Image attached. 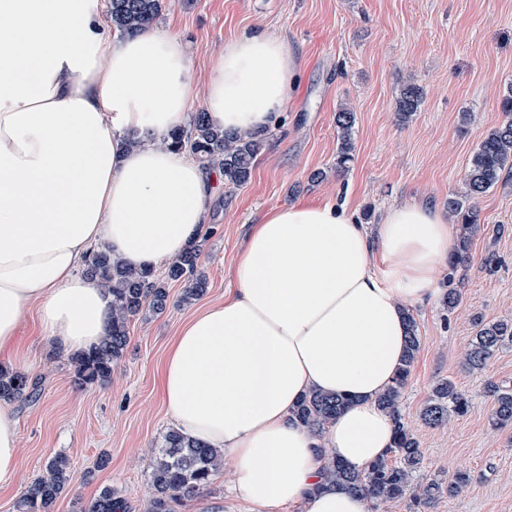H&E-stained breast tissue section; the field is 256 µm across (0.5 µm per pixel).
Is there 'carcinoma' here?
<instances>
[{
  "instance_id": "carcinoma-1",
  "label": "carcinoma",
  "mask_w": 512,
  "mask_h": 512,
  "mask_svg": "<svg viewBox=\"0 0 512 512\" xmlns=\"http://www.w3.org/2000/svg\"><path fill=\"white\" fill-rule=\"evenodd\" d=\"M163 0H110L112 27L122 34L135 35L148 29L160 16ZM422 91L414 84L404 86L396 100V112L402 120L418 111ZM501 111L506 119L490 129L474 151L463 176L464 192L448 197V212L455 216L459 236L450 266L465 265L470 259L472 237L478 229L475 203L500 180L501 174L512 170V88L504 95ZM355 112L341 108L335 115L338 148L336 170L342 171L353 160ZM267 133L257 132L248 137L229 136L210 127L205 113L198 112L190 120L189 128L172 134L171 147L196 157L204 165L220 169L224 183L241 186L248 182L255 162L263 153ZM202 244L195 241L175 260L169 263L164 278L154 270H128L120 260L100 249L86 261V272L105 283L112 294V329L97 346L71 358V381L79 388L104 386L111 382L112 373L124 357L133 320L151 312L165 310L169 293L165 282L185 283L182 301L190 302L204 294L207 278L200 268ZM408 326L407 353L392 384L379 398V405L390 412L395 422L394 458L377 460L356 472L333 461L326 469L329 480L347 490L364 495L373 506L411 499L413 512H421L433 500L448 494L453 496L466 485L470 477L456 472L447 479H432L424 484L415 482L423 465V452L405 423L401 413L403 393L413 364L421 347L417 321L412 312L406 314ZM473 347L465 366L470 371H481L487 360L503 345L512 342V322L499 320L475 322ZM39 386L23 370L0 366V398L30 402L37 398ZM488 392L493 397L492 419L500 426L512 425V389L492 385ZM348 400L311 392L301 399L295 410L297 421L318 434L346 408ZM471 407V400L449 379L438 381L422 409V420L430 426L448 421L450 416H463ZM220 468L215 451L189 440L171 430L163 436L157 452L150 461L149 481L153 490L147 512H174L175 504L202 493L211 484L212 476ZM70 478V460L63 454L52 456L43 475L34 479L25 489L17 504L18 512H53V506ZM81 512H128L124 499L114 489L103 488Z\"/></svg>"
}]
</instances>
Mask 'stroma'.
<instances>
[{
	"instance_id": "1",
	"label": "stroma",
	"mask_w": 512,
	"mask_h": 512,
	"mask_svg": "<svg viewBox=\"0 0 512 512\" xmlns=\"http://www.w3.org/2000/svg\"><path fill=\"white\" fill-rule=\"evenodd\" d=\"M156 28H174L191 48L192 72L205 86L227 39L264 27L298 52L300 87L283 126L268 133L265 152L247 184L216 181L200 262L209 305L233 288L230 275L249 224L266 210L298 201H347L358 217L378 223L401 202L445 207L462 189L467 163L484 134L504 119L501 100L512 88V0H164ZM423 91L408 121L396 112L404 85ZM356 115L354 159L336 169L335 114ZM324 177L311 181L315 171ZM479 231L471 260L452 282L462 301L454 311L441 300L414 307L421 348L405 388L401 411L420 444L418 482L463 470L469 484L440 497L428 512H512V425L492 421L488 383L512 387V344L497 350L479 372L463 359L475 335L474 318L512 320V173L477 202ZM160 314L134 320L130 343L109 385L80 390L70 359L51 351L32 323L22 334V368L40 378L39 399L15 403L19 454L12 487L0 490V512H16L25 487L49 457L67 455L70 483L54 512H79L103 486H112L131 512H144L152 494L150 457L170 431L158 376L169 340L192 314L180 304L184 285H168ZM452 380L471 399L469 412L438 426L421 410L432 387ZM105 467H98L100 456ZM233 468L224 466L208 490L181 500L176 512H200L213 498L229 512L242 505L232 491Z\"/></svg>"
}]
</instances>
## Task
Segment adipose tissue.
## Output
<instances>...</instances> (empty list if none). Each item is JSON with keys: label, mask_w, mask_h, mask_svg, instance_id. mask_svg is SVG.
Masks as SVG:
<instances>
[{"label": "adipose tissue", "mask_w": 512, "mask_h": 512, "mask_svg": "<svg viewBox=\"0 0 512 512\" xmlns=\"http://www.w3.org/2000/svg\"><path fill=\"white\" fill-rule=\"evenodd\" d=\"M299 79L282 37L229 40L207 119L238 136L278 127ZM196 95L177 32H111L100 0H0V356L32 310L59 354L108 336L112 295L79 272L90 250L140 270L199 237L214 172L170 146ZM454 246L432 205H393L369 227L343 204L292 203L250 226L236 288L182 325L160 382L174 429L232 464L247 512H368L324 470L388 454L394 421L377 398L406 348L404 311L436 296ZM312 391L349 401L320 436L294 417ZM18 453L1 399L0 484Z\"/></svg>", "instance_id": "1"}]
</instances>
